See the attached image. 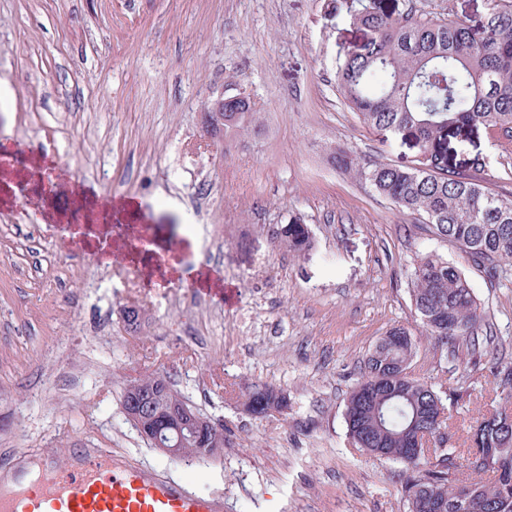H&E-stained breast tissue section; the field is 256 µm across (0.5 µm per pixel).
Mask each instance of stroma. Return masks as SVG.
I'll list each match as a JSON object with an SVG mask.
<instances>
[{"label":"stroma","instance_id":"35a3bbf8","mask_svg":"<svg viewBox=\"0 0 512 512\" xmlns=\"http://www.w3.org/2000/svg\"><path fill=\"white\" fill-rule=\"evenodd\" d=\"M478 24L490 0H380ZM358 0H0V478L104 450L224 512H406L400 464L354 448L346 398L393 328L417 343L413 376L462 399L450 447L512 406L489 371L512 362V262L497 278L332 163L412 164L411 137L370 130L336 83L366 35ZM245 91L260 130L205 138L220 92ZM450 167L512 199V153L483 128L448 133ZM307 224L311 255L276 231ZM219 237L206 250L197 225ZM464 273L479 347L425 332L420 259ZM144 310L140 332L122 308ZM160 374L224 426L214 458L175 460L126 419L127 380ZM288 397L243 407L251 385ZM245 396L246 410L256 417H265L287 407L286 397L264 383L253 385Z\"/></svg>","mask_w":512,"mask_h":512}]
</instances>
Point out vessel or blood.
<instances>
[{"label":"vessel or blood","instance_id":"vessel-or-blood-1","mask_svg":"<svg viewBox=\"0 0 512 512\" xmlns=\"http://www.w3.org/2000/svg\"><path fill=\"white\" fill-rule=\"evenodd\" d=\"M0 512H224L222 498L92 451L53 479L0 485Z\"/></svg>","mask_w":512,"mask_h":512}]
</instances>
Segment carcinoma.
<instances>
[{
  "mask_svg": "<svg viewBox=\"0 0 512 512\" xmlns=\"http://www.w3.org/2000/svg\"><path fill=\"white\" fill-rule=\"evenodd\" d=\"M354 24L367 38L337 67L340 93L368 128L412 137L419 155L410 166H364L350 147L338 146L336 165L368 181L399 209L425 217L432 234L458 244L473 264L497 272L501 263L512 260V199L474 178L486 166L478 155L467 170L448 169L440 144L453 128L481 126L504 148L512 146V0H491L479 25L386 12L376 0H360ZM253 116L254 108L232 105L224 112V130L250 124ZM277 239L298 255L313 249L311 232L298 218L283 225ZM413 285V302L428 335L440 340L475 335L478 306L456 266L429 255L415 268ZM392 334L405 337L404 343L387 349L377 345L347 397L344 419L351 443L409 472L404 484L407 512H512V467L473 470L475 475L491 473L492 482L475 483L469 491L457 479L459 469L472 470L479 454L512 463V427L502 423L512 412L482 417L472 449L458 462L455 451L445 447L451 416L438 422L431 413L440 405L449 410L462 395L450 393L445 401L424 380L387 378L398 364L412 361L416 350L408 331L395 328ZM490 373L512 387L511 362L493 363ZM166 382L157 374L135 378L125 386L122 404L152 390L160 393L162 410L183 401L174 390H165ZM245 407L265 417L286 408L287 400L261 383L248 391ZM412 426L433 447L406 460L405 434ZM167 435V447L180 459L205 460L224 450L222 425L205 426L199 439L188 436L180 442L171 430Z\"/></svg>",
  "mask_w": 512,
  "mask_h": 512,
  "instance_id": "carcinoma-1",
  "label": "carcinoma"
}]
</instances>
